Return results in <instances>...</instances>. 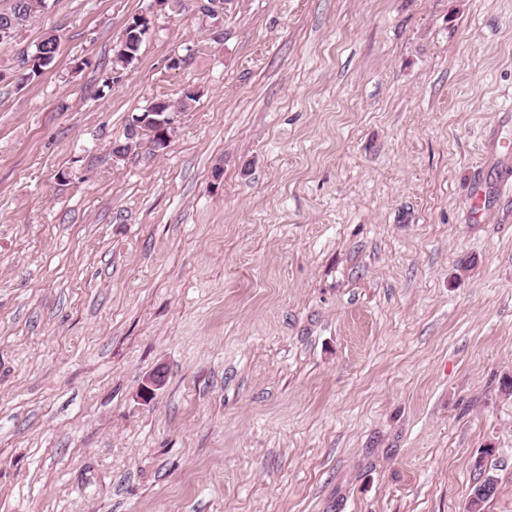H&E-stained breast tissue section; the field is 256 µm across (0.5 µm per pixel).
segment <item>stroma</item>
Segmentation results:
<instances>
[{
    "mask_svg": "<svg viewBox=\"0 0 512 512\" xmlns=\"http://www.w3.org/2000/svg\"><path fill=\"white\" fill-rule=\"evenodd\" d=\"M210 25L46 0L0 40V512H512V0ZM132 23H136L138 27L127 29L126 43H120L118 53L112 61V68L118 73L128 68L136 59L145 36L142 28H145L146 25L139 23L137 17L132 18ZM136 34H139L140 37H137ZM56 41H58L56 35L49 32L36 45L30 55L23 53L20 60V67L24 70V74L32 75L29 79L39 77L43 68L53 61L56 55ZM38 60H40V62L34 63L29 67V64ZM173 107L174 105L166 100L159 99L157 101H153L148 107L143 109L141 113L137 114L135 117H132V121L127 125L122 137L115 141V145L120 146L113 150V152H119L122 155V158H124L131 152H135L138 148H140L144 140L150 141L156 149L166 148L167 141L171 135L172 129H169V136H166L165 132L160 131V128L156 127V121L164 118L167 112L172 111ZM143 122L144 126L139 124L138 128L143 129L146 127L147 129L156 131L152 139H149V134H145L142 137L140 135L132 137L126 134L129 129L135 125V123Z\"/></svg>",
    "mask_w": 512,
    "mask_h": 512,
    "instance_id": "1",
    "label": "stroma"
}]
</instances>
